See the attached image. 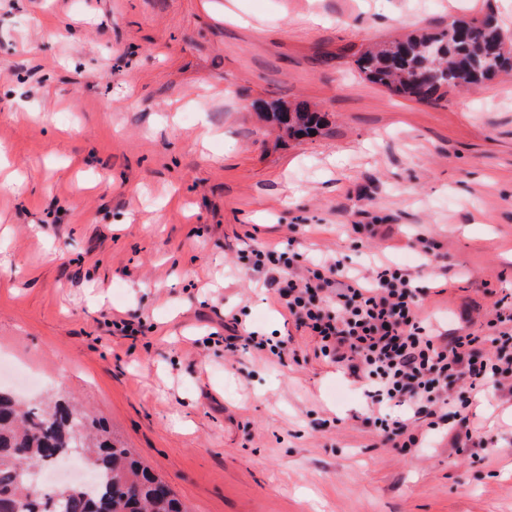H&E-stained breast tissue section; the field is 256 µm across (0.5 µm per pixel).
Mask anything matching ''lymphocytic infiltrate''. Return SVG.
<instances>
[{"label":"lymphocytic infiltrate","instance_id":"1","mask_svg":"<svg viewBox=\"0 0 512 512\" xmlns=\"http://www.w3.org/2000/svg\"><path fill=\"white\" fill-rule=\"evenodd\" d=\"M249 260L297 327L315 334L319 355L367 380L376 432L399 452L420 447L410 423L447 411L450 388L459 387L455 400L465 410L487 389L512 391L511 300L497 301L480 332L440 333L422 315L419 283L396 265L363 273L337 259L310 267L299 252L278 245L251 248ZM227 317L240 329L226 337L227 347L240 341L283 362L287 339L243 328L238 313ZM391 407L403 408V417H387Z\"/></svg>","mask_w":512,"mask_h":512}]
</instances>
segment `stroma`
<instances>
[{"instance_id":"stroma-1","label":"stroma","mask_w":512,"mask_h":512,"mask_svg":"<svg viewBox=\"0 0 512 512\" xmlns=\"http://www.w3.org/2000/svg\"><path fill=\"white\" fill-rule=\"evenodd\" d=\"M512 0H0V386L77 398L188 512H512V394L401 454L240 260L392 262L442 328L512 289V73L436 103L352 69L372 41ZM317 13L320 24L304 17ZM257 99L307 102L278 136ZM437 245L427 255L418 243ZM290 338L227 350L224 313ZM137 316L126 336L114 322ZM254 110L267 120L273 122L279 130L288 137H310V131L318 133L325 125L324 116L312 109L306 102H299L293 106L279 100H255L252 103Z\"/></svg>"}]
</instances>
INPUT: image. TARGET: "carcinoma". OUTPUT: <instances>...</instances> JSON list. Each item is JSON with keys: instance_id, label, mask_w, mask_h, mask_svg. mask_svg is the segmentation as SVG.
<instances>
[{"instance_id": "carcinoma-1", "label": "carcinoma", "mask_w": 512, "mask_h": 512, "mask_svg": "<svg viewBox=\"0 0 512 512\" xmlns=\"http://www.w3.org/2000/svg\"><path fill=\"white\" fill-rule=\"evenodd\" d=\"M355 69L373 84L434 103L453 89L472 88L512 71V34L497 14L453 20L381 41L359 52ZM254 110L293 138L310 136L324 116L305 102L256 100ZM79 456L97 477L95 493L79 483L40 489L33 470ZM0 512H187L169 485L77 404L59 399L24 403L0 388Z\"/></svg>"}]
</instances>
